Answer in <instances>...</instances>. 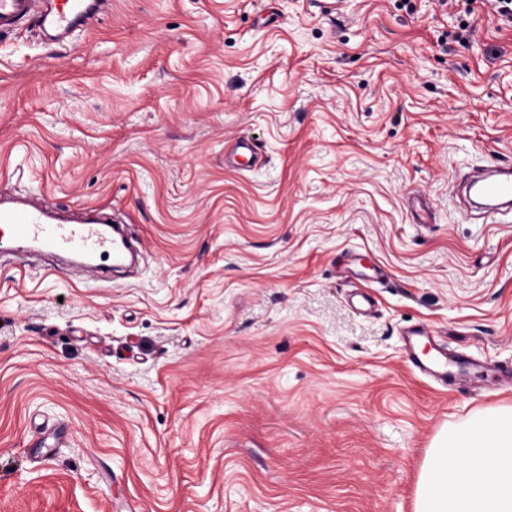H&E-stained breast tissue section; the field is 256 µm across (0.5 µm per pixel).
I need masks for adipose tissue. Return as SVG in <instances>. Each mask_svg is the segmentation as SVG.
I'll list each match as a JSON object with an SVG mask.
<instances>
[{
  "label": "adipose tissue",
  "mask_w": 512,
  "mask_h": 512,
  "mask_svg": "<svg viewBox=\"0 0 512 512\" xmlns=\"http://www.w3.org/2000/svg\"><path fill=\"white\" fill-rule=\"evenodd\" d=\"M414 512H512V407L440 432L422 463Z\"/></svg>",
  "instance_id": "obj_1"
}]
</instances>
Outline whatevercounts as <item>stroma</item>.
<instances>
[{
    "label": "stroma",
    "mask_w": 512,
    "mask_h": 512,
    "mask_svg": "<svg viewBox=\"0 0 512 512\" xmlns=\"http://www.w3.org/2000/svg\"><path fill=\"white\" fill-rule=\"evenodd\" d=\"M414 4L111 0L0 40V190L143 243L95 285L0 259V512H414L437 433L512 407V223L452 191L512 165V27ZM414 324L477 368L419 375Z\"/></svg>",
    "instance_id": "stroma-1"
}]
</instances>
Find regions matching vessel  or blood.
Returning <instances> with one entry per match:
<instances>
[{
	"mask_svg": "<svg viewBox=\"0 0 512 512\" xmlns=\"http://www.w3.org/2000/svg\"><path fill=\"white\" fill-rule=\"evenodd\" d=\"M108 0H0V35L10 36L28 28L42 42L58 43L73 39L98 21ZM491 199L512 201V171L493 169L478 184ZM26 242L54 254H77L92 260L99 279L107 280L131 243L122 225L112 218L107 206L85 208L77 222L69 223L56 211L39 207L20 198L0 199V244ZM415 369L441 383L456 382L465 375L466 357L441 350L434 362H424L411 354Z\"/></svg>",
	"mask_w": 512,
	"mask_h": 512,
	"instance_id": "obj_1",
	"label": "vessel or blood"
}]
</instances>
